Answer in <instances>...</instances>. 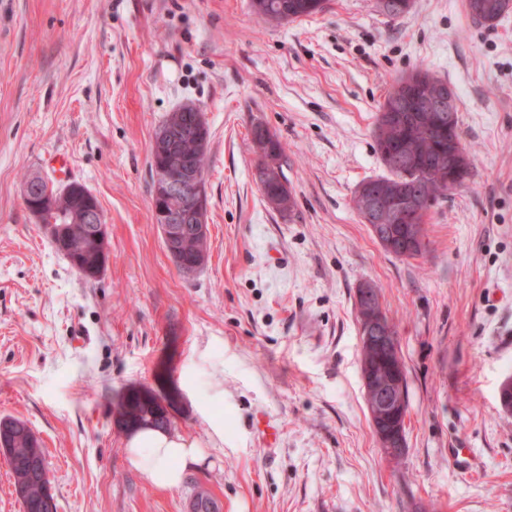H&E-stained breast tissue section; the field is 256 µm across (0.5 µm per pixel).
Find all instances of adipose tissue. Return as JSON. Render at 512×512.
<instances>
[{
    "label": "adipose tissue",
    "mask_w": 512,
    "mask_h": 512,
    "mask_svg": "<svg viewBox=\"0 0 512 512\" xmlns=\"http://www.w3.org/2000/svg\"><path fill=\"white\" fill-rule=\"evenodd\" d=\"M224 442V432L212 427L207 443L186 438L176 432L142 429L126 442L127 461L155 487L179 486L194 467L206 458V449H216Z\"/></svg>",
    "instance_id": "ef3b65f1"
}]
</instances>
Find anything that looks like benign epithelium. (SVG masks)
Wrapping results in <instances>:
<instances>
[{
    "instance_id": "benign-epithelium-1",
    "label": "benign epithelium",
    "mask_w": 512,
    "mask_h": 512,
    "mask_svg": "<svg viewBox=\"0 0 512 512\" xmlns=\"http://www.w3.org/2000/svg\"><path fill=\"white\" fill-rule=\"evenodd\" d=\"M195 122L191 128L175 131L168 126L159 127L152 140V147L161 153L164 163L156 169L152 196V218L158 224L166 250L182 273L189 275L198 267L184 260L181 243L186 232L204 238L208 232L207 200L203 169L178 148L185 137L196 140L197 152L207 151L208 127L205 113L195 109ZM22 201L46 236L54 241L61 237L63 226L46 218L41 206L35 202L31 187H26ZM96 229L70 243L73 253L83 256L100 255L106 224L98 209H93ZM403 213L393 212L394 224L373 223L372 213L363 216L376 241L398 257L406 256L420 240V227L402 223ZM356 307L359 316L360 348L365 351L361 370L364 399L379 447L391 458L399 456L405 447V424L408 405L404 389L405 366L400 355L396 334L387 325L380 294L368 284L357 293ZM137 396L142 401H153L158 415L174 416L180 394L176 390L158 392L149 387H131L123 393L120 402L128 405L129 398ZM43 512H56L57 499L50 483L40 491Z\"/></svg>"
}]
</instances>
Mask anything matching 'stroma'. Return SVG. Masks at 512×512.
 Segmentation results:
<instances>
[{
    "instance_id": "1",
    "label": "stroma",
    "mask_w": 512,
    "mask_h": 512,
    "mask_svg": "<svg viewBox=\"0 0 512 512\" xmlns=\"http://www.w3.org/2000/svg\"><path fill=\"white\" fill-rule=\"evenodd\" d=\"M423 68L454 86L472 164L438 199L415 257L386 252L354 208L385 175L376 116ZM191 103L210 129L208 256L181 273L152 221L151 141ZM285 152L280 214L255 178L251 125ZM70 157L56 172L53 154ZM97 198L109 259L80 276L22 203L23 178ZM375 285L398 331L406 450L387 457L364 401L355 296ZM512 13L466 0H326L283 24L251 0H0V418L42 440L59 512H512ZM132 386L177 389L173 431L214 464L159 489L115 423ZM278 426L277 447L252 427ZM474 452L467 474L448 451ZM511 0H467V11L478 24L492 26L510 9ZM512 3V1H511Z\"/></svg>"
}]
</instances>
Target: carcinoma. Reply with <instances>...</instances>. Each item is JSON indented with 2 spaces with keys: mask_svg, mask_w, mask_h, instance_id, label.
<instances>
[{
  "mask_svg": "<svg viewBox=\"0 0 512 512\" xmlns=\"http://www.w3.org/2000/svg\"><path fill=\"white\" fill-rule=\"evenodd\" d=\"M255 14L266 21L277 23L293 22L313 15L325 8V0H252ZM467 11L478 24L492 26L512 9L509 0H467ZM451 87L448 80L426 70L415 69L400 77L388 92L387 98L377 116L374 139L376 152L384 165L395 158L417 167L428 174L422 184L424 203L406 207V223L426 224L427 212L434 201L447 197L452 189L448 186V174L438 177L441 170L454 165L455 180L462 187L471 177V162L462 144L460 127L448 130V122L435 119L437 110L426 106V102L441 95ZM194 105H184L169 113L164 124L188 128L193 124ZM252 143L256 151L273 155L280 160L284 149L278 136L270 129L252 127ZM367 189L355 195L354 203L358 213L372 208L373 196L382 200L398 196L410 197L413 186L401 181V174L389 171V175L363 181ZM68 195H60L57 189L50 190L51 196L37 193L48 218L60 222V216L69 215L75 209L86 205L92 193L81 183L66 185ZM260 190L269 205L279 212H290L295 207V197L284 172L266 180ZM207 242L188 238L184 241L183 253L188 260H203ZM0 437L4 438L14 457L11 472L14 487L21 485L29 489L28 499L22 501L24 512H41L39 507L40 481L49 479V469L44 448L28 423L18 418H0ZM34 456L41 462V471L30 475L26 468L28 457Z\"/></svg>",
  "mask_w": 512,
  "mask_h": 512,
  "instance_id": "cac0c4a2",
  "label": "carcinoma"
}]
</instances>
